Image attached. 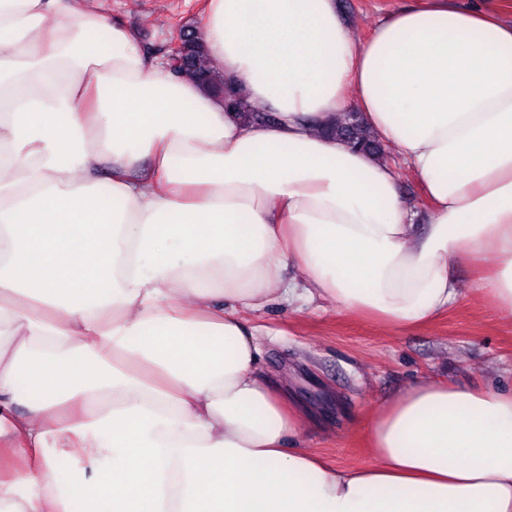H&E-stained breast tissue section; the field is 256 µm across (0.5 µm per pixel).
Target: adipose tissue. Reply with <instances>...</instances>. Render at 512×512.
Masks as SVG:
<instances>
[{"instance_id":"1","label":"adipose tissue","mask_w":512,"mask_h":512,"mask_svg":"<svg viewBox=\"0 0 512 512\" xmlns=\"http://www.w3.org/2000/svg\"><path fill=\"white\" fill-rule=\"evenodd\" d=\"M98 2L0 0V512H512V390L420 381L334 469L249 321L323 299L423 326L488 252L477 290L512 318L501 0H421L364 40L336 0H206L210 66L272 124ZM353 105L424 227L389 163L324 135ZM205 57L204 44L200 39L195 40L191 37L187 42L183 63H173L171 70L176 76L193 79L220 96L224 100L225 108L230 112H236V115L243 121L259 120L261 117L259 112L265 111L257 110L259 112H255L254 109H251L231 82H224L219 74L204 64ZM397 175L399 188L405 199L419 212L415 224H426V206L423 200L422 190L419 181L414 174L404 165L397 164Z\"/></svg>"}]
</instances>
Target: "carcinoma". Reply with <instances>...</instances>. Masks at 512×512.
Segmentation results:
<instances>
[{
  "instance_id": "carcinoma-1",
  "label": "carcinoma",
  "mask_w": 512,
  "mask_h": 512,
  "mask_svg": "<svg viewBox=\"0 0 512 512\" xmlns=\"http://www.w3.org/2000/svg\"><path fill=\"white\" fill-rule=\"evenodd\" d=\"M206 51L200 40L193 38L187 42L183 62L171 65L172 72L178 77H187L211 90L224 100L227 110L236 113L243 121L249 122L260 118V113L251 109L244 102L239 90L230 82L224 81L219 74L204 64ZM325 133L347 142L352 147L373 156L380 153V143L371 135L368 127L356 118V115H345L336 123L327 127Z\"/></svg>"
}]
</instances>
